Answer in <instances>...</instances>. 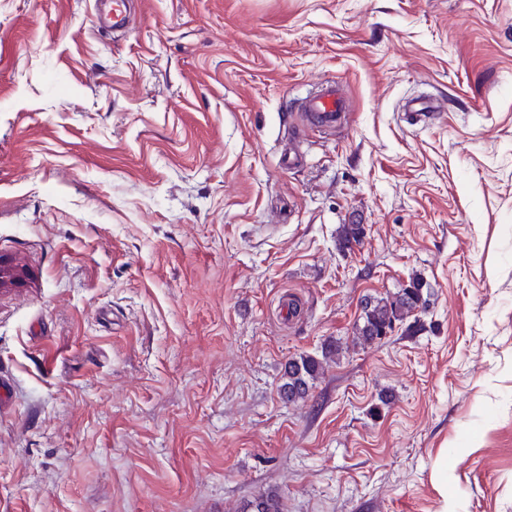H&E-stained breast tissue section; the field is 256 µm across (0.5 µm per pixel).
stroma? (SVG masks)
Returning a JSON list of instances; mask_svg holds the SVG:
<instances>
[{
  "mask_svg": "<svg viewBox=\"0 0 512 512\" xmlns=\"http://www.w3.org/2000/svg\"><path fill=\"white\" fill-rule=\"evenodd\" d=\"M102 9L0 0V506L512 512V0ZM306 112L309 124L314 127L321 128L323 125L335 123L342 112H345L344 101L336 85H323L307 102ZM409 285L386 296H367L362 301L361 323L356 326L353 341L363 344H376L383 340L384 328L393 329L403 324L418 310L426 308L423 296V283L416 274L410 278ZM389 335L385 329L383 336ZM323 371V362L312 356H300L291 359L285 367L284 382L280 386L282 398L288 403L305 400L312 388L313 381Z\"/></svg>",
  "mask_w": 512,
  "mask_h": 512,
  "instance_id": "1",
  "label": "stroma"
}]
</instances>
